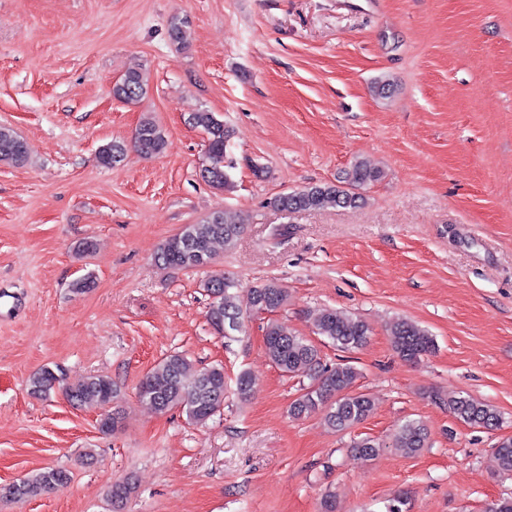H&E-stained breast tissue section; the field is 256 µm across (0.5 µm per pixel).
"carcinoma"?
<instances>
[{"label":"carcinoma","mask_w":512,"mask_h":512,"mask_svg":"<svg viewBox=\"0 0 512 512\" xmlns=\"http://www.w3.org/2000/svg\"><path fill=\"white\" fill-rule=\"evenodd\" d=\"M148 89V76L140 70H130L112 86V96L123 102L138 100ZM192 124L207 137L208 165L204 179L216 190L231 186V178L224 169V156L233 132L209 111L195 112ZM166 141L162 131L150 118L140 121L133 137V147L142 157L161 154ZM127 157L125 144L112 141L102 146L97 154L100 165L109 167ZM28 147L9 127L0 126V162L22 165L27 161ZM381 172L359 161L351 165L339 183H323L284 193L273 198V206L285 213L319 210L328 207H355L362 197L354 192L378 181ZM245 223L214 212L198 224H186L181 231L167 239L159 248L157 261L168 268L195 270L208 267L213 260V245L223 242L232 245L243 233ZM206 288L212 297L207 312L209 324L218 319L224 322V336L239 332L244 326V314L232 292L235 283L222 274L209 277ZM288 301V291L276 282H267L250 288L249 305L252 310L275 313ZM315 334L345 350L359 349L370 335L368 325L353 315L323 310L315 320ZM396 353L407 362H416L435 349L434 339L416 323L398 319L390 328ZM264 345L272 363L284 374L307 376L311 384L291 403L290 414L295 418L321 415L323 423L335 430L345 431L364 421L372 412L371 396L357 388L360 373L356 368L339 363L329 366L322 361L318 347L307 337L293 331L288 325L271 319L264 329ZM32 396L48 399L62 391L72 403L94 401L109 408L99 420V429L111 433L118 427L119 412L111 408L117 396L112 379L92 375L81 383L67 386L53 384L50 368L43 367L29 381ZM138 398L155 411L163 413L179 408L188 421L204 424L221 412L224 406V368L221 365L196 370L187 357L173 353L158 362L138 385ZM448 408L459 422L477 429L498 428L501 415L497 409L471 397H457L448 402ZM428 430L420 421H408L396 431L393 447L411 457L426 447ZM383 444L372 437H364L352 446L355 455L367 460L377 458ZM495 454L502 473L512 475V435L499 437ZM71 472L65 468H49L28 475L18 482L13 500L20 501L49 494L66 487ZM133 483L126 479L116 482L110 490L115 502L128 499Z\"/></svg>","instance_id":"cac0c4a2"}]
</instances>
